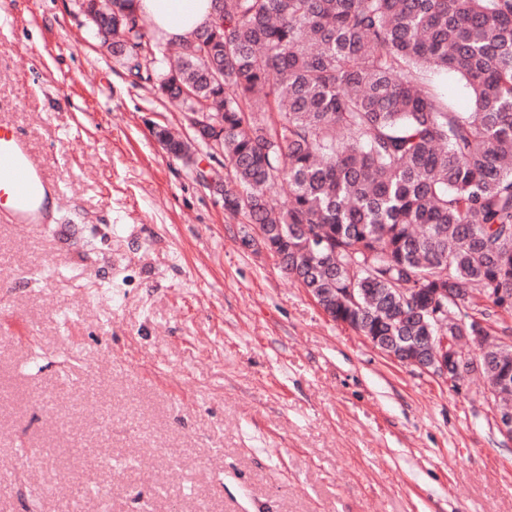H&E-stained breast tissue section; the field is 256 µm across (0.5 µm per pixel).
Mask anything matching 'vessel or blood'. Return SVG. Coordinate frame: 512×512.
Returning <instances> with one entry per match:
<instances>
[{
	"label": "vessel or blood",
	"instance_id": "obj_1",
	"mask_svg": "<svg viewBox=\"0 0 512 512\" xmlns=\"http://www.w3.org/2000/svg\"><path fill=\"white\" fill-rule=\"evenodd\" d=\"M57 195L23 135L0 122V212L13 224L44 225Z\"/></svg>",
	"mask_w": 512,
	"mask_h": 512
}]
</instances>
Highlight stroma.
I'll return each instance as SVG.
<instances>
[{
	"instance_id": "stroma-1",
	"label": "stroma",
	"mask_w": 512,
	"mask_h": 512,
	"mask_svg": "<svg viewBox=\"0 0 512 512\" xmlns=\"http://www.w3.org/2000/svg\"><path fill=\"white\" fill-rule=\"evenodd\" d=\"M0 118L61 186L0 218V512H512L487 381L333 321L192 162L78 0H0ZM30 456H22V449Z\"/></svg>"
}]
</instances>
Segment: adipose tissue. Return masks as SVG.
<instances>
[{"label": "adipose tissue", "mask_w": 512, "mask_h": 512, "mask_svg": "<svg viewBox=\"0 0 512 512\" xmlns=\"http://www.w3.org/2000/svg\"><path fill=\"white\" fill-rule=\"evenodd\" d=\"M139 14L169 40L183 39L204 27L211 17V0H136Z\"/></svg>", "instance_id": "obj_1"}]
</instances>
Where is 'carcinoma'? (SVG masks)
<instances>
[{
    "mask_svg": "<svg viewBox=\"0 0 512 512\" xmlns=\"http://www.w3.org/2000/svg\"><path fill=\"white\" fill-rule=\"evenodd\" d=\"M134 2L113 0L120 27L98 22L112 55L143 57L162 96L222 124L224 211L335 321L396 354L397 336L436 335L424 322L440 289L469 288L478 300L443 327L496 335L512 305L483 289L512 298V0H212L209 25L174 44ZM429 70L459 75L471 111ZM307 233L322 241L314 269ZM478 350L463 367L512 408V340ZM427 81L453 107L456 112H469L472 102L466 84L454 73L448 71L429 72Z\"/></svg>",
    "mask_w": 512,
    "mask_h": 512,
    "instance_id": "cac0c4a2",
    "label": "carcinoma"
}]
</instances>
